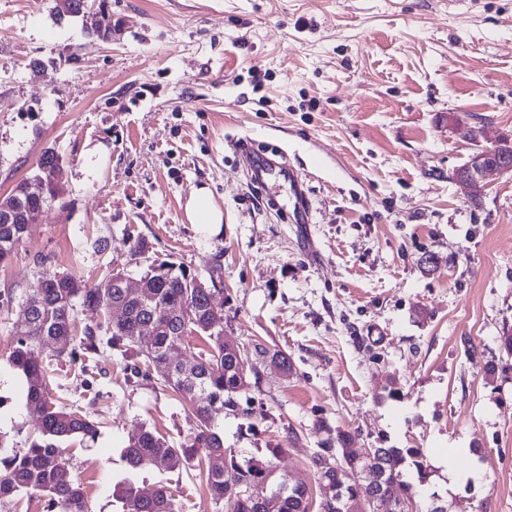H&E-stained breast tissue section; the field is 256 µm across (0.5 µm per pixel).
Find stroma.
Listing matches in <instances>:
<instances>
[{
	"mask_svg": "<svg viewBox=\"0 0 512 512\" xmlns=\"http://www.w3.org/2000/svg\"><path fill=\"white\" fill-rule=\"evenodd\" d=\"M111 40L55 0H0V198L41 154L62 158L58 198L0 264V430L15 448L39 417L3 361L21 302L43 273L99 283L166 260L220 269L224 331L260 346L247 415L218 413L239 459L309 475V459L351 432L356 448H418L451 512H512V178L480 203L451 174L466 126L512 131V0H108ZM286 152L312 200L295 223L271 209L237 142ZM108 149L91 164L95 143ZM208 187L218 232L188 223ZM150 248L134 260L133 237ZM476 355H468L467 344ZM287 352L290 373L269 363ZM119 352L51 364L50 391L98 426L67 441L93 512H122L116 485H165L182 512H218L196 461L131 473L139 426L189 440L186 402L137 378ZM479 484L448 488L449 449Z\"/></svg>",
	"mask_w": 512,
	"mask_h": 512,
	"instance_id": "stroma-1",
	"label": "stroma"
}]
</instances>
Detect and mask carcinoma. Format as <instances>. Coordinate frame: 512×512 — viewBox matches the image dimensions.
Masks as SVG:
<instances>
[{
    "mask_svg": "<svg viewBox=\"0 0 512 512\" xmlns=\"http://www.w3.org/2000/svg\"><path fill=\"white\" fill-rule=\"evenodd\" d=\"M112 31V11L107 0H99V18L93 33L106 40ZM32 176L19 182L6 197L17 203L21 220L18 224L0 223V263L8 259L36 223L44 207L57 197L54 188L35 190ZM121 270L109 274L98 285L89 286L71 274L45 273L38 288L22 303L26 325L12 335V347L6 357L9 368L26 382L25 405L39 414V436L24 451L11 449L0 452V496L38 493L47 498V512H90L88 497L82 483L71 474L60 443L79 438L92 440L97 424L81 411L59 406L50 394L48 370L53 358L68 355L72 360L88 361L104 349H114L126 357L134 353L137 361L128 364L131 375L160 377L192 408L198 425L190 442L175 444L157 431L141 427L130 435L122 450L129 470L137 473L146 469L173 471L204 452L210 460L223 459V467H206V481L215 505L224 512H262L257 504H245L236 499L232 481L248 484L269 479L277 487L283 476L275 474L271 460L254 458L239 460L234 451L224 447V433L215 424V411L240 410V400L248 397L250 381L243 377L236 355L224 352V289L216 287L218 270L202 279L164 261L152 262L142 274L150 295L142 298L112 287L121 279ZM120 304L126 318L118 323L109 320L84 327L76 334L75 307L110 315L112 305ZM154 324L155 336L151 348L144 349L139 327ZM200 336L208 349L194 360L197 373L189 379L179 374L176 353L186 346L191 336ZM353 436L337 432L336 454L340 467H322L323 448L310 461L315 480L341 488L338 499L325 512H361L360 503L366 493L351 478L363 467H376L381 472V491L396 495L395 510L415 496L413 486L404 480L410 468L420 481L427 479V466L418 448H382L376 461L368 463L348 451ZM124 512H181L174 493L166 486L145 490L132 481L117 489ZM312 492L307 480L298 474H288V491L276 512H308Z\"/></svg>",
    "mask_w": 512,
    "mask_h": 512,
    "instance_id": "1",
    "label": "carcinoma"
}]
</instances>
